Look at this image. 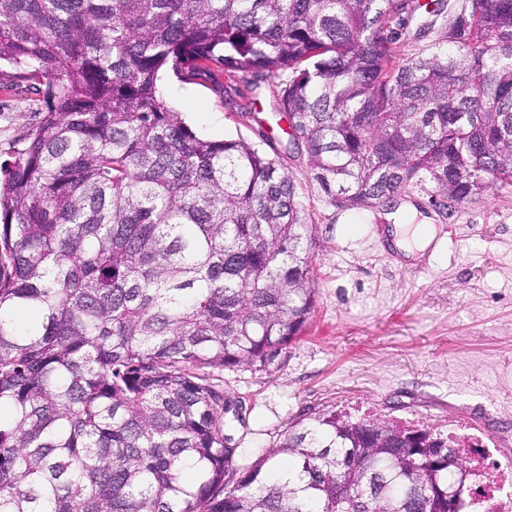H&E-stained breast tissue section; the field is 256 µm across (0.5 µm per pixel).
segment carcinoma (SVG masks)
Here are the masks:
<instances>
[{
	"label": "carcinoma",
	"instance_id": "1",
	"mask_svg": "<svg viewBox=\"0 0 512 512\" xmlns=\"http://www.w3.org/2000/svg\"><path fill=\"white\" fill-rule=\"evenodd\" d=\"M469 3L400 64L391 23L420 0H0V62L46 83L0 165V512H450L472 471L431 429L327 411L241 463L219 372L311 318L302 204L158 80L286 69L278 109L326 197L419 186L449 209L512 183V0Z\"/></svg>",
	"mask_w": 512,
	"mask_h": 512
}]
</instances>
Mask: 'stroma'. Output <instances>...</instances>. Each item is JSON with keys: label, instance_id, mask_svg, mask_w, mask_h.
I'll return each instance as SVG.
<instances>
[{"label": "stroma", "instance_id": "35a3bbf8", "mask_svg": "<svg viewBox=\"0 0 512 512\" xmlns=\"http://www.w3.org/2000/svg\"><path fill=\"white\" fill-rule=\"evenodd\" d=\"M159 90L197 135L243 138L280 160L304 208L315 305L306 330L266 366L224 370L245 461L319 410L443 426L469 416L512 432V185L445 210L428 190L414 203L436 227L435 253L409 260L388 242L390 205L338 208L313 180L279 115L271 82L218 94L211 80L163 74ZM250 108L239 118V108ZM45 111V85L0 69V163L24 148Z\"/></svg>", "mask_w": 512, "mask_h": 512}]
</instances>
